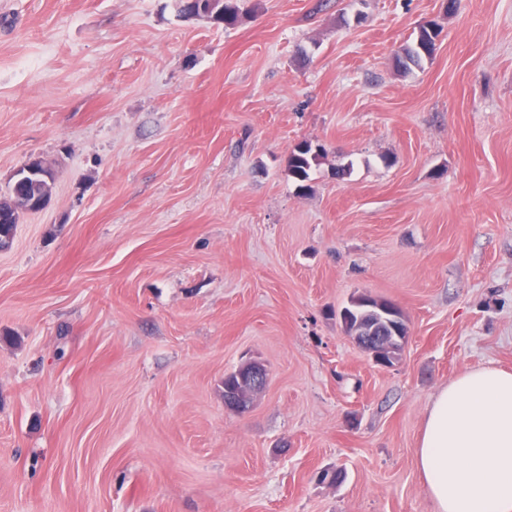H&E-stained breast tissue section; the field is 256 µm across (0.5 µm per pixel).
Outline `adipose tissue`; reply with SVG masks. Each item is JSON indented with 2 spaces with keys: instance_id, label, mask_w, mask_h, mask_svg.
I'll return each instance as SVG.
<instances>
[{
  "instance_id": "ef3b65f1",
  "label": "adipose tissue",
  "mask_w": 512,
  "mask_h": 512,
  "mask_svg": "<svg viewBox=\"0 0 512 512\" xmlns=\"http://www.w3.org/2000/svg\"><path fill=\"white\" fill-rule=\"evenodd\" d=\"M414 455L437 512H512V372L484 364L441 388Z\"/></svg>"
}]
</instances>
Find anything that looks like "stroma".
Listing matches in <instances>:
<instances>
[{"label": "stroma", "mask_w": 512, "mask_h": 512, "mask_svg": "<svg viewBox=\"0 0 512 512\" xmlns=\"http://www.w3.org/2000/svg\"><path fill=\"white\" fill-rule=\"evenodd\" d=\"M242 6L0 0V198L55 177L0 250V512H436L433 397L512 371V0ZM361 294L406 318L394 366ZM181 13L186 17H206L214 23L233 26L239 22L243 9L235 3L237 0H182ZM202 12L199 11L200 3ZM441 30L434 22L421 24L412 42L402 48L401 53L394 56L397 71L407 72L412 67H422L424 61L432 60L437 49L438 37ZM321 148L313 149L310 144L298 145L288 156V171L299 182L301 189H306L304 182L310 179V173L323 158ZM369 300L375 306L379 305L383 312L375 311L377 315H372L368 312L369 315L366 316L365 313L368 310L367 302ZM351 302L352 305L346 307L343 315H340L345 330L354 337L359 346H363L376 353L375 358V354L372 351L364 349L370 354L375 363L378 360L384 362L385 367H388L389 365L385 362L399 357L405 342L401 343L396 338L389 340L387 344L371 341H381L387 336H407L408 329L402 312L391 301H378L366 295L352 299ZM374 324L377 325V329L383 330L382 336H376L375 329L372 328ZM368 328H372L369 335L363 337ZM364 338L367 342H371V344H367ZM358 339H361L362 343L358 342ZM397 360V358L394 359V364ZM241 388L236 391H224V403L237 406L238 400L248 401L254 394L261 391L266 385V372L257 365L251 364L244 371L241 380ZM226 394V396H225Z\"/></svg>", "instance_id": "35a3bbf8"}]
</instances>
